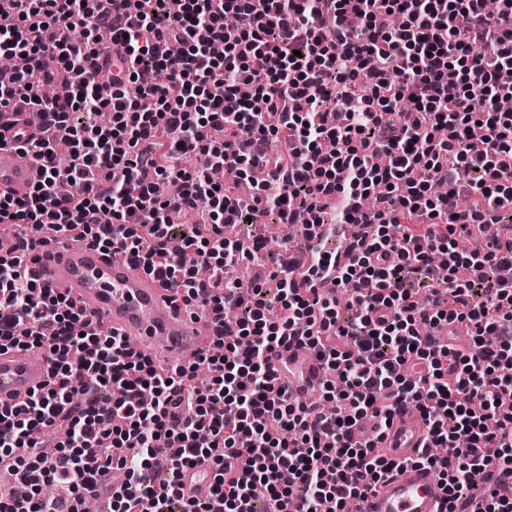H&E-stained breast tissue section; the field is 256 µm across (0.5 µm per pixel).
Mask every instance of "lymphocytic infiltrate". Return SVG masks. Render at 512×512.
<instances>
[{
	"mask_svg": "<svg viewBox=\"0 0 512 512\" xmlns=\"http://www.w3.org/2000/svg\"><path fill=\"white\" fill-rule=\"evenodd\" d=\"M11 2L0 56L25 62L0 70V110L40 112L27 148L42 179L0 195L15 241L0 252V348L43 352L54 381L0 405L15 481L0 512H83L104 492L120 512H347L398 470L377 437L407 406L428 429L417 461L437 471L444 512H463L473 474L512 475V234L458 246L470 225L512 224V112L498 106L512 97L499 80L512 0ZM106 41L126 61L109 100ZM188 204L207 223L186 222ZM264 217L309 243L279 261L272 294L224 277L267 248L233 227ZM332 233L340 252L322 246ZM59 238L171 284L212 321V350L164 370L100 329L31 272ZM436 252L448 276L418 299ZM459 324L469 349L433 334ZM293 341L332 373L321 403L275 387L268 354ZM177 393L189 414L172 428ZM57 429L54 448L35 437ZM200 464L215 467L210 493L184 497L181 473ZM106 470L123 474L110 492Z\"/></svg>",
	"mask_w": 512,
	"mask_h": 512,
	"instance_id": "obj_1",
	"label": "lymphocytic infiltrate"
}]
</instances>
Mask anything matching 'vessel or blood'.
I'll list each match as a JSON object with an SVG mask.
<instances>
[{
	"label": "vessel or blood",
	"mask_w": 512,
	"mask_h": 512,
	"mask_svg": "<svg viewBox=\"0 0 512 512\" xmlns=\"http://www.w3.org/2000/svg\"><path fill=\"white\" fill-rule=\"evenodd\" d=\"M39 169L37 159L12 139L0 143V194L25 195L38 180ZM35 269L40 281L69 295L96 325L128 336L149 356L189 362L211 344L210 323L178 308L172 289L120 253L57 240L38 250ZM270 361L276 367L288 363L301 369L302 381L286 375L277 379L278 388L296 399L318 390L326 377L324 365L294 343L275 348ZM48 378L49 366L42 354L0 352V404L27 400ZM426 437L427 429L414 411L395 415L381 446L402 467L358 501L355 512H442L445 494L434 470L414 462ZM202 472L199 466L183 472L180 485L185 496L208 495L209 482Z\"/></svg>",
	"instance_id": "b4317fda"
}]
</instances>
